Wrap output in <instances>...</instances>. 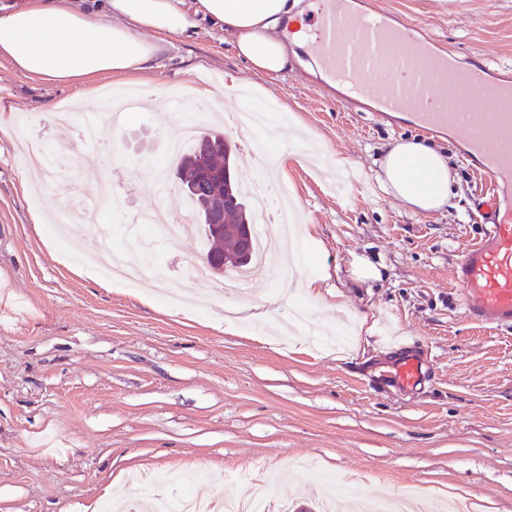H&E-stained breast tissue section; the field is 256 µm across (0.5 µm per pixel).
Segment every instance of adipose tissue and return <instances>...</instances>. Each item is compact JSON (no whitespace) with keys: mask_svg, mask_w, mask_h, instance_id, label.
<instances>
[{"mask_svg":"<svg viewBox=\"0 0 512 512\" xmlns=\"http://www.w3.org/2000/svg\"><path fill=\"white\" fill-rule=\"evenodd\" d=\"M7 0L0 5V60L47 84H85L103 75L135 77L152 68L170 39L199 23L233 38L253 70L278 75L291 45L308 41L301 0ZM380 188L415 212L439 211L454 194L446 152L419 137L388 144L375 174Z\"/></svg>","mask_w":512,"mask_h":512,"instance_id":"1","label":"adipose tissue"}]
</instances>
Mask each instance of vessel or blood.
<instances>
[{"instance_id":"vessel-or-blood-1","label":"vessel or blood","mask_w":512,"mask_h":512,"mask_svg":"<svg viewBox=\"0 0 512 512\" xmlns=\"http://www.w3.org/2000/svg\"><path fill=\"white\" fill-rule=\"evenodd\" d=\"M313 18L321 64L351 94L376 99L386 111L413 110L426 132L462 138L486 183L488 223L454 264L453 277L469 321L512 327V82L485 79L482 63L454 62L375 7L314 0ZM479 104L486 116L477 115Z\"/></svg>"}]
</instances>
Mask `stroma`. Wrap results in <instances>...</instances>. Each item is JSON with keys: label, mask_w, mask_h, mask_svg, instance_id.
I'll return each mask as SVG.
<instances>
[{"label": "stroma", "mask_w": 512, "mask_h": 512, "mask_svg": "<svg viewBox=\"0 0 512 512\" xmlns=\"http://www.w3.org/2000/svg\"><path fill=\"white\" fill-rule=\"evenodd\" d=\"M398 25H419L461 63L480 57L512 66V0H370ZM280 75L254 72L232 39L204 25L175 40L142 80L158 95L198 78L215 87L240 80L250 100L215 102L202 129L252 101L286 111L288 126L266 140L287 154V182L305 220L282 241V280L239 298L211 297L188 270L209 244L197 223L181 239L132 237L130 215L180 201L155 191L152 161L171 132L161 112L120 116L116 130L83 122L94 101L74 87L43 84L0 61V512H99L103 501L142 500L129 472H197L196 494L250 497L275 472L267 512L280 502L310 507L327 487L314 470L339 475L352 498L375 500L418 483L428 512L454 496L478 512H512V328L474 326L452 268L479 238L480 177L451 136L457 177L448 209L412 212L374 179L390 140L420 135L408 119L382 121L376 101L350 97L313 70L308 48ZM77 116L54 123L46 108ZM42 139L49 162L69 170L109 163L114 201L103 225L112 250L150 256L169 275L135 287L101 279L37 224L60 207L40 187L24 188L20 137ZM347 159L356 177L336 195L324 171ZM378 275L358 278L363 265ZM319 292H306L307 280ZM182 305L166 301V293ZM268 311L251 317L252 305ZM374 325L356 354L358 316ZM424 349L430 373L390 383L400 359Z\"/></svg>", "instance_id": "stroma-1"}]
</instances>
